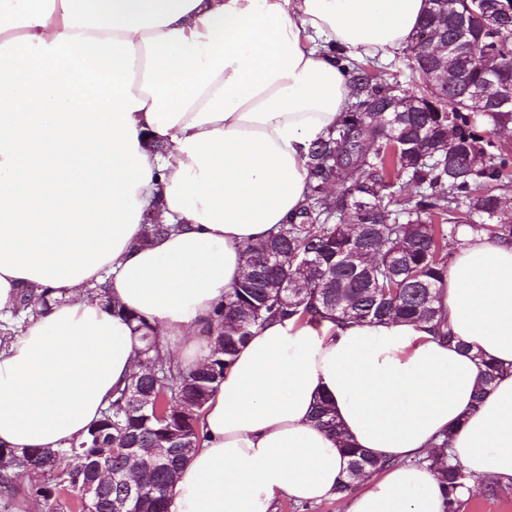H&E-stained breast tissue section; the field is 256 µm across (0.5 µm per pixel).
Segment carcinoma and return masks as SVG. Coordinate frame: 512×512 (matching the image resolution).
Instances as JSON below:
<instances>
[{
	"instance_id": "cac0c4a2",
	"label": "carcinoma",
	"mask_w": 512,
	"mask_h": 512,
	"mask_svg": "<svg viewBox=\"0 0 512 512\" xmlns=\"http://www.w3.org/2000/svg\"><path fill=\"white\" fill-rule=\"evenodd\" d=\"M434 23L429 9L415 30L410 90L390 83L377 65L338 54L352 77L355 101L309 154L303 206L267 240L245 248L247 272L216 310L207 361L189 369L174 364L156 330L125 315L142 332L141 373L116 389L81 439L54 450L0 445V460L6 461L0 467V497H12L16 481L34 472L37 480L28 494L41 500L45 512H113L111 500L129 481L140 488L130 512H167L170 488L199 444L205 404L239 346L271 319L434 321L439 337L453 340L435 304L448 272V238L467 227L512 239V224L499 218L500 201L512 196V153L491 140L512 124V109L483 115L470 111L467 101L469 88L484 81L486 71L512 75V13L488 22L461 82L452 88L428 85L429 61L417 52ZM394 95L435 106L411 104L405 112L373 120L371 110ZM48 303L46 293L27 289L12 317L37 314ZM474 357L485 366L482 387L492 386L500 367L478 352ZM314 419L349 458L338 494L354 490L366 473L389 467L353 446L330 399L318 401ZM452 435L448 432L438 453L423 461L445 493L446 512H462L473 497L492 498L498 490L491 483L479 489L469 485L468 475L448 456ZM182 439L193 447L172 470L151 464L152 454ZM99 464L112 472V488L87 505L73 490L94 479Z\"/></svg>"
}]
</instances>
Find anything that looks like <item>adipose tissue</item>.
Listing matches in <instances>:
<instances>
[{
    "label": "adipose tissue",
    "mask_w": 512,
    "mask_h": 512,
    "mask_svg": "<svg viewBox=\"0 0 512 512\" xmlns=\"http://www.w3.org/2000/svg\"><path fill=\"white\" fill-rule=\"evenodd\" d=\"M428 0H0V319L21 290L59 304L0 340V443L86 434L156 327L183 366L211 350L243 251L303 204L312 146L352 103L334 49L385 61ZM153 213L167 234L146 238ZM421 321L272 320L239 350L169 512H276L334 498L348 460L313 419L389 466L345 512H446L418 459L443 436L471 480L512 489V241L460 231ZM504 373L484 397L474 352Z\"/></svg>",
    "instance_id": "obj_1"
}]
</instances>
